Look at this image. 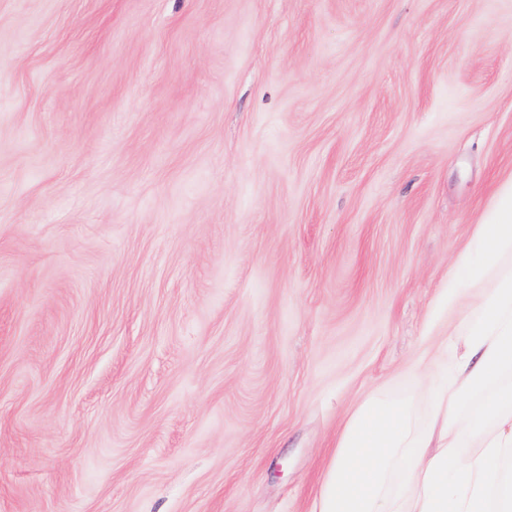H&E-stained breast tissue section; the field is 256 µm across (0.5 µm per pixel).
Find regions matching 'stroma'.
I'll return each instance as SVG.
<instances>
[{"instance_id": "obj_1", "label": "stroma", "mask_w": 512, "mask_h": 512, "mask_svg": "<svg viewBox=\"0 0 512 512\" xmlns=\"http://www.w3.org/2000/svg\"><path fill=\"white\" fill-rule=\"evenodd\" d=\"M509 179L512 0H0V512H313Z\"/></svg>"}]
</instances>
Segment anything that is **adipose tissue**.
I'll return each instance as SVG.
<instances>
[{"mask_svg":"<svg viewBox=\"0 0 512 512\" xmlns=\"http://www.w3.org/2000/svg\"><path fill=\"white\" fill-rule=\"evenodd\" d=\"M476 240L457 278L485 295L447 381L423 372L427 424L409 404L364 403L337 438L317 512H512V275L492 285L485 276L512 254V180ZM467 444L474 454H461Z\"/></svg>","mask_w":512,"mask_h":512,"instance_id":"ef3b65f1","label":"adipose tissue"}]
</instances>
